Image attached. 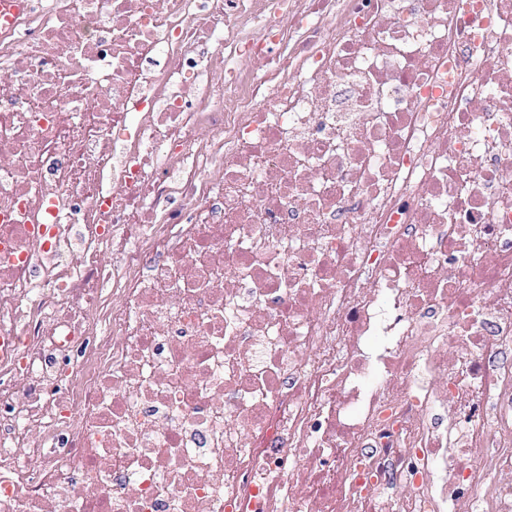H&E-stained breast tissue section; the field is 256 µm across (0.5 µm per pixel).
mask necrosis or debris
Segmentation results:
<instances>
[{"instance_id":"necrosis-or-debris-1","label":"necrosis or debris","mask_w":512,"mask_h":512,"mask_svg":"<svg viewBox=\"0 0 512 512\" xmlns=\"http://www.w3.org/2000/svg\"><path fill=\"white\" fill-rule=\"evenodd\" d=\"M0 11V512H512V0Z\"/></svg>"}]
</instances>
